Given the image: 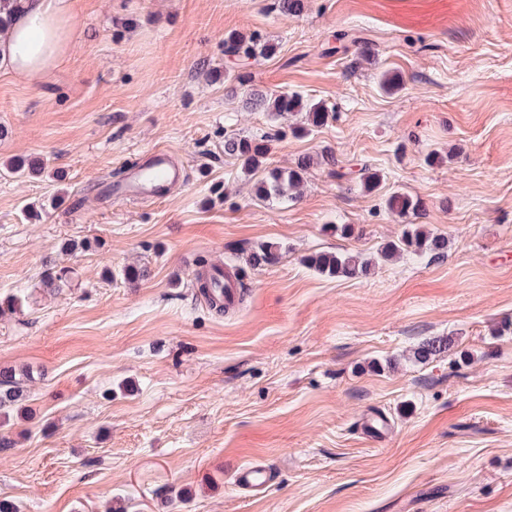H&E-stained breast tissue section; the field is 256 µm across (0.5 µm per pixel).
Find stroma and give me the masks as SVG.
<instances>
[{
	"mask_svg": "<svg viewBox=\"0 0 512 512\" xmlns=\"http://www.w3.org/2000/svg\"><path fill=\"white\" fill-rule=\"evenodd\" d=\"M77 40L36 84L0 70V367L27 416L0 427V499L20 512H512V0H71ZM357 36L330 54L340 33ZM259 34L249 88L335 117L251 108L224 83L229 34ZM401 88L386 93L384 75ZM273 133L270 165L333 153L375 191L314 165L295 201H263L224 137ZM165 147L187 165L163 200L113 201L118 174ZM43 161L37 176L9 171ZM448 256L404 253L356 278L305 259L373 255L405 222ZM354 227L343 237L335 228ZM218 315L197 271L240 264ZM147 277L129 282L128 265ZM73 271L44 290L48 269ZM447 337L427 362L412 352ZM393 431L378 443L367 412ZM258 462L273 484L238 489ZM280 246L275 243H261L251 250L245 263L252 269L273 266L279 262ZM272 480L273 477L268 468L254 463L241 466L234 473V484L246 491L265 492Z\"/></svg>",
	"mask_w": 512,
	"mask_h": 512,
	"instance_id": "1",
	"label": "stroma"
}]
</instances>
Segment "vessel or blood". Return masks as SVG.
<instances>
[{
  "instance_id": "obj_1",
  "label": "vessel or blood",
  "mask_w": 512,
  "mask_h": 512,
  "mask_svg": "<svg viewBox=\"0 0 512 512\" xmlns=\"http://www.w3.org/2000/svg\"><path fill=\"white\" fill-rule=\"evenodd\" d=\"M185 177V169L175 162L170 150L156 148L125 178L113 183L112 197L117 201L160 200L168 195L173 185L184 182ZM208 276L217 282L215 296L225 306H235L239 294L235 274L223 269H214L209 271ZM272 480L268 468L254 463L241 466L234 473L236 487L246 491L265 492Z\"/></svg>"
}]
</instances>
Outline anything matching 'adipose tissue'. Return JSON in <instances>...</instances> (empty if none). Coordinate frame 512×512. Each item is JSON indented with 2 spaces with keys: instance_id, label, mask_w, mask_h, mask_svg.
<instances>
[{
  "instance_id": "adipose-tissue-1",
  "label": "adipose tissue",
  "mask_w": 512,
  "mask_h": 512,
  "mask_svg": "<svg viewBox=\"0 0 512 512\" xmlns=\"http://www.w3.org/2000/svg\"><path fill=\"white\" fill-rule=\"evenodd\" d=\"M74 44L70 0H26L0 40V69L38 81Z\"/></svg>"
}]
</instances>
